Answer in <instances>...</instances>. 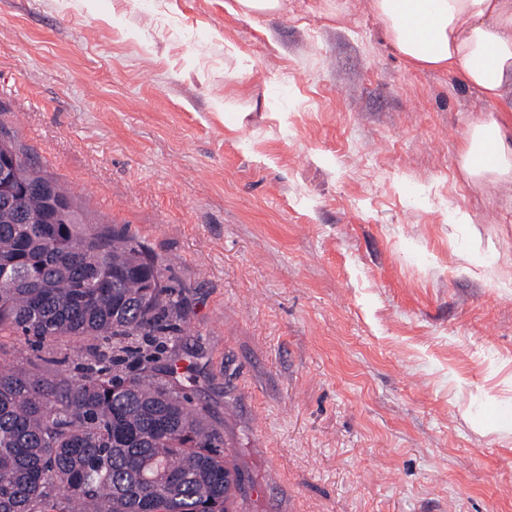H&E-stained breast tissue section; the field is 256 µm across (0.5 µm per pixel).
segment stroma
<instances>
[{
    "instance_id": "1",
    "label": "stroma",
    "mask_w": 512,
    "mask_h": 512,
    "mask_svg": "<svg viewBox=\"0 0 512 512\" xmlns=\"http://www.w3.org/2000/svg\"><path fill=\"white\" fill-rule=\"evenodd\" d=\"M315 2L0 0V107L185 296L136 343L250 512H512V184L461 167L485 104L408 69L368 0ZM106 350L0 338L8 362ZM237 12L246 17L279 14L288 9L286 0H235Z\"/></svg>"
}]
</instances>
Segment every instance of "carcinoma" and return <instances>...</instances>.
<instances>
[{
	"label": "carcinoma",
	"instance_id": "obj_1",
	"mask_svg": "<svg viewBox=\"0 0 512 512\" xmlns=\"http://www.w3.org/2000/svg\"><path fill=\"white\" fill-rule=\"evenodd\" d=\"M20 159L44 191L22 208L52 224H20L0 205V335L43 339L163 336L185 301L136 240L89 231L58 181L36 167L0 120V160ZM40 358L0 363V512H228L224 436L169 373L72 374Z\"/></svg>",
	"mask_w": 512,
	"mask_h": 512
}]
</instances>
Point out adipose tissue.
<instances>
[{
    "mask_svg": "<svg viewBox=\"0 0 512 512\" xmlns=\"http://www.w3.org/2000/svg\"><path fill=\"white\" fill-rule=\"evenodd\" d=\"M369 9L408 68L460 75L492 111L467 129V174L512 178V0H369Z\"/></svg>",
    "mask_w": 512,
    "mask_h": 512,
    "instance_id": "adipose-tissue-1",
    "label": "adipose tissue"
}]
</instances>
